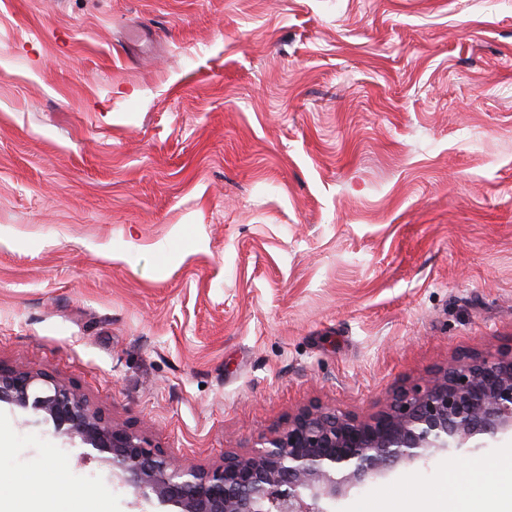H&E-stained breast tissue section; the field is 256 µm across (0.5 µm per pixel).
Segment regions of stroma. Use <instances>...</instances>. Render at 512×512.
I'll use <instances>...</instances> for the list:
<instances>
[{
  "instance_id": "1",
  "label": "stroma",
  "mask_w": 512,
  "mask_h": 512,
  "mask_svg": "<svg viewBox=\"0 0 512 512\" xmlns=\"http://www.w3.org/2000/svg\"><path fill=\"white\" fill-rule=\"evenodd\" d=\"M510 347L512 0H0V366L211 468ZM510 446L326 508L494 504ZM0 512L139 508L1 403Z\"/></svg>"
}]
</instances>
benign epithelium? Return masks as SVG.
<instances>
[{
  "mask_svg": "<svg viewBox=\"0 0 512 512\" xmlns=\"http://www.w3.org/2000/svg\"><path fill=\"white\" fill-rule=\"evenodd\" d=\"M0 401L110 454L112 476L132 487L137 500L171 512H326L323 501L397 464L479 448L480 436L512 433V348L455 360L425 385L394 392L368 418L305 407L266 446L249 456L226 454L208 469L151 446L42 373L0 367Z\"/></svg>",
  "mask_w": 512,
  "mask_h": 512,
  "instance_id": "obj_1",
  "label": "benign epithelium"
}]
</instances>
